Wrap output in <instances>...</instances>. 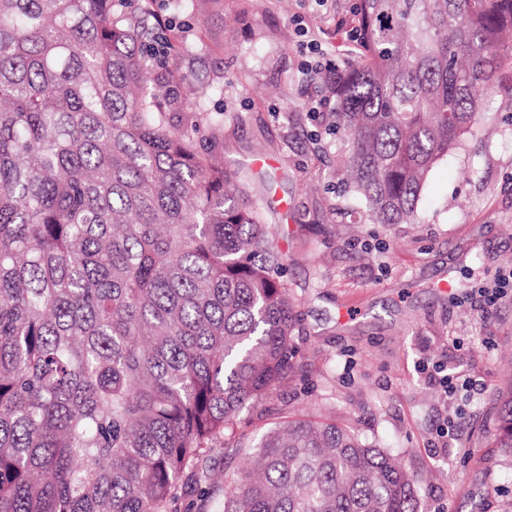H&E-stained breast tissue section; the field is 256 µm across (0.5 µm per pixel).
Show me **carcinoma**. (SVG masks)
Segmentation results:
<instances>
[{
  "mask_svg": "<svg viewBox=\"0 0 512 512\" xmlns=\"http://www.w3.org/2000/svg\"><path fill=\"white\" fill-rule=\"evenodd\" d=\"M149 13L0 0V512H168L297 364L277 245L199 149L224 117L178 100ZM352 22L319 113L336 176L370 223L417 224L512 59V0H358ZM495 445L512 456V388ZM259 455L224 512H418L402 463L333 421L289 417Z\"/></svg>",
  "mask_w": 512,
  "mask_h": 512,
  "instance_id": "obj_1",
  "label": "carcinoma"
}]
</instances>
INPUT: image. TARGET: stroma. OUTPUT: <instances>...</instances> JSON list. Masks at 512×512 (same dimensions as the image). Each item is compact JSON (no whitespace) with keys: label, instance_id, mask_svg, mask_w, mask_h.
I'll return each mask as SVG.
<instances>
[{"label":"stroma","instance_id":"stroma-1","mask_svg":"<svg viewBox=\"0 0 512 512\" xmlns=\"http://www.w3.org/2000/svg\"><path fill=\"white\" fill-rule=\"evenodd\" d=\"M356 2L207 0L191 13L151 0L173 23L180 93H203V108L226 117L208 150L275 233L302 327V370L244 410L234 438L212 442L170 512H224V480L255 464L263 433L307 414L397 455L420 512H512V458L491 444L497 396L512 385V291L490 306L472 293L512 267V62L484 101L479 133L429 172L420 223H368L356 199L352 217H339L336 143L318 139L309 115L323 92L298 29L341 62ZM186 40L194 51H181ZM433 360L475 388L445 398L423 371Z\"/></svg>","mask_w":512,"mask_h":512}]
</instances>
